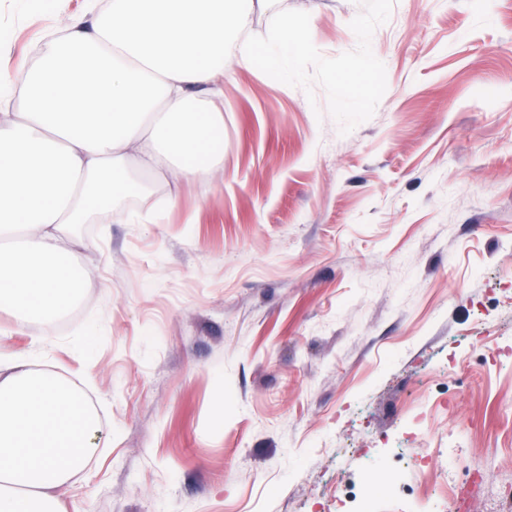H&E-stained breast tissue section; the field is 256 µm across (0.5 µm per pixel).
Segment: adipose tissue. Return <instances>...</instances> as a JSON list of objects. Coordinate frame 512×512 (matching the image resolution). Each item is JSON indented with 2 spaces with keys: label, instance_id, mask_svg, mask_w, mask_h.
<instances>
[{
  "label": "adipose tissue",
  "instance_id": "1",
  "mask_svg": "<svg viewBox=\"0 0 512 512\" xmlns=\"http://www.w3.org/2000/svg\"><path fill=\"white\" fill-rule=\"evenodd\" d=\"M277 0H111L71 18L0 113V308L48 320L80 295L72 228L98 209L129 222L127 164L194 182L224 166V67L251 65L241 35ZM96 416L77 391L21 358L0 359V512H63L59 492L94 454Z\"/></svg>",
  "mask_w": 512,
  "mask_h": 512
}]
</instances>
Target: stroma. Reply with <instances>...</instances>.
<instances>
[{"mask_svg":"<svg viewBox=\"0 0 512 512\" xmlns=\"http://www.w3.org/2000/svg\"><path fill=\"white\" fill-rule=\"evenodd\" d=\"M84 5L0 0V66ZM246 36L223 171L78 229L60 322L0 310L101 424L66 512H336L388 446L424 512L443 476L512 512V0H279Z\"/></svg>","mask_w":512,"mask_h":512,"instance_id":"obj_1","label":"stroma"}]
</instances>
